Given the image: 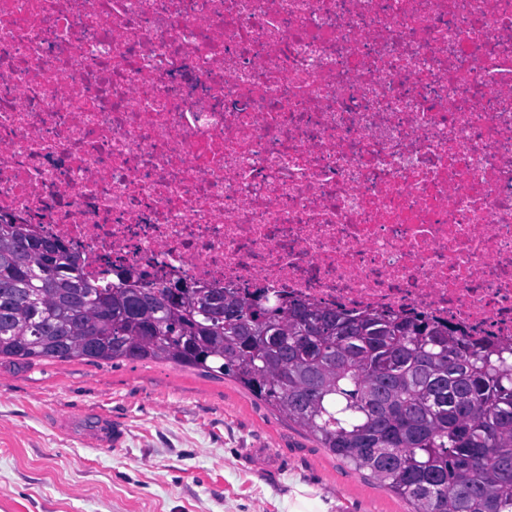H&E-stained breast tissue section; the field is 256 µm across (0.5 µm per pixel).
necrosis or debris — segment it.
<instances>
[{
  "label": "necrosis or debris",
  "mask_w": 512,
  "mask_h": 512,
  "mask_svg": "<svg viewBox=\"0 0 512 512\" xmlns=\"http://www.w3.org/2000/svg\"><path fill=\"white\" fill-rule=\"evenodd\" d=\"M0 223L512 345V0H0Z\"/></svg>",
  "instance_id": "obj_1"
}]
</instances>
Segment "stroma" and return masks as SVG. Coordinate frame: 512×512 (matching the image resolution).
I'll return each mask as SVG.
<instances>
[{
    "label": "stroma",
    "instance_id": "stroma-1",
    "mask_svg": "<svg viewBox=\"0 0 512 512\" xmlns=\"http://www.w3.org/2000/svg\"><path fill=\"white\" fill-rule=\"evenodd\" d=\"M102 411L118 448L59 434ZM413 512L234 379L164 360L0 358V512Z\"/></svg>",
    "mask_w": 512,
    "mask_h": 512
}]
</instances>
